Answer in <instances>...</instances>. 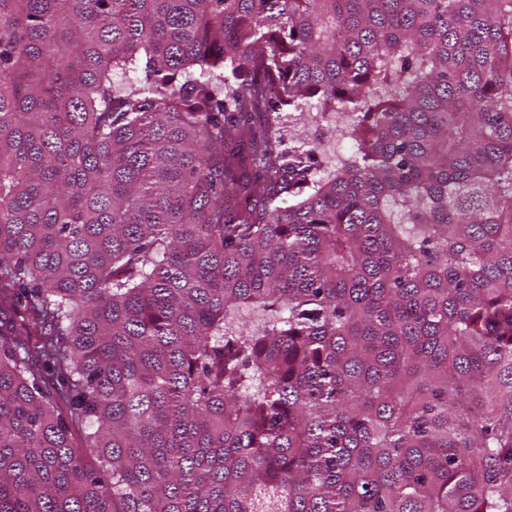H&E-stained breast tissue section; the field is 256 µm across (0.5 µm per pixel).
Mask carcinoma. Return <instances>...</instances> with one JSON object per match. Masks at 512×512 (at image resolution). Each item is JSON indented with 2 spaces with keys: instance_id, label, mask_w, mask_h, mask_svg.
<instances>
[{
  "instance_id": "carcinoma-1",
  "label": "carcinoma",
  "mask_w": 512,
  "mask_h": 512,
  "mask_svg": "<svg viewBox=\"0 0 512 512\" xmlns=\"http://www.w3.org/2000/svg\"><path fill=\"white\" fill-rule=\"evenodd\" d=\"M0 512H512V0H0ZM299 111L283 112V122L285 130L284 148L299 147L303 142L309 140H317L320 138L322 142V154H319V160L323 157L326 160L334 161L336 155L347 157L352 152V142L349 139H341L336 136L334 131L335 123L333 120L318 118L317 121L311 122L299 119Z\"/></svg>"
}]
</instances>
